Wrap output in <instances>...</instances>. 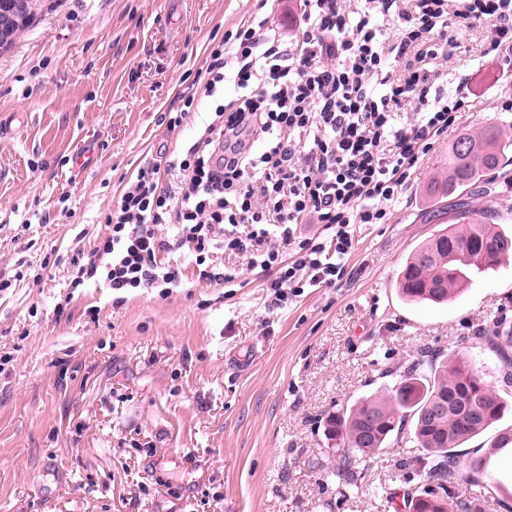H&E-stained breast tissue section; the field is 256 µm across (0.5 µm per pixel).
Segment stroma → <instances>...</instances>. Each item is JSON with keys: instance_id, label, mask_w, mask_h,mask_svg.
<instances>
[{"instance_id": "obj_1", "label": "stroma", "mask_w": 512, "mask_h": 512, "mask_svg": "<svg viewBox=\"0 0 512 512\" xmlns=\"http://www.w3.org/2000/svg\"><path fill=\"white\" fill-rule=\"evenodd\" d=\"M35 23L0 50V512H377L384 491L421 481L371 459L359 487L328 477L321 417L394 384L424 349L469 346L512 318V261L474 274L442 305L410 304L396 279L407 256L452 222L425 187L439 139L385 224L355 227L348 273L270 303V272L215 251L227 289L174 253L180 287L123 293L70 288L129 179L160 148L188 147L210 121L199 98L181 131L160 115L197 77L212 37L250 15L294 29L298 0H42ZM465 53L443 85L466 82L461 129L512 131V69L485 53L482 29L455 33ZM512 231V149L487 190L461 194ZM65 310H58V302Z\"/></svg>"}]
</instances>
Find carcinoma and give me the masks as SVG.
<instances>
[{"label": "carcinoma", "instance_id": "carcinoma-1", "mask_svg": "<svg viewBox=\"0 0 512 512\" xmlns=\"http://www.w3.org/2000/svg\"><path fill=\"white\" fill-rule=\"evenodd\" d=\"M39 10L37 5L27 14L1 7L0 47H10L29 29ZM511 146L512 135L497 126L460 133L448 146V158L438 161L427 195L446 198L489 182ZM511 256L512 235L487 223L483 213L465 210L459 225H448L407 258L398 287L410 302L445 303L468 286L470 272L492 269ZM477 339L498 378L511 387L512 323L501 316ZM507 409L506 398L490 389L467 352L422 351L395 385L321 418L326 438L336 447L329 475L339 486L353 488L368 460L397 446L411 454L397 460V467L413 459L425 471L422 483L403 493L407 512H482L478 498H461L452 487L460 481L480 485L490 476L491 457L512 446V440L498 435L490 448L470 456L459 453V447L494 427Z\"/></svg>", "mask_w": 512, "mask_h": 512}]
</instances>
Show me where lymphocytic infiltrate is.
<instances>
[{
  "instance_id": "f902f5d3",
  "label": "lymphocytic infiltrate",
  "mask_w": 512,
  "mask_h": 512,
  "mask_svg": "<svg viewBox=\"0 0 512 512\" xmlns=\"http://www.w3.org/2000/svg\"><path fill=\"white\" fill-rule=\"evenodd\" d=\"M290 41L257 16L211 48L204 96H235L186 152L139 168L74 263L72 287L176 288L164 255L189 249L199 280L232 275L212 251L276 269L274 305L342 281L354 227L384 224L433 144L458 129L463 96L442 68L462 51L452 26L481 25L487 51L512 52V0H300ZM179 172L163 184L162 171ZM332 229L330 243L299 225Z\"/></svg>"
}]
</instances>
